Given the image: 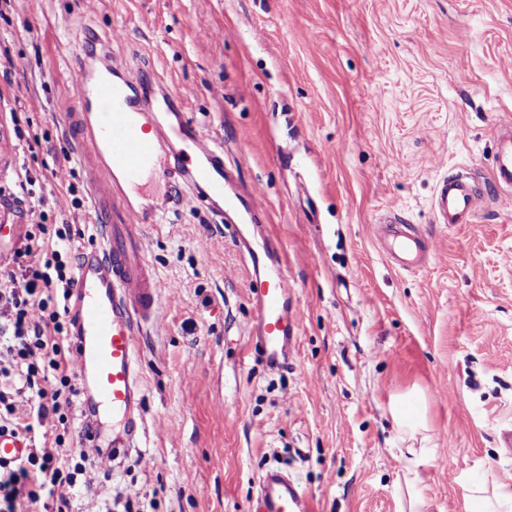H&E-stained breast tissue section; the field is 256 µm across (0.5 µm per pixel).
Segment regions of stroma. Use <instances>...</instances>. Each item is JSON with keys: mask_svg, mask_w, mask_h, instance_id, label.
I'll list each match as a JSON object with an SVG mask.
<instances>
[{"mask_svg": "<svg viewBox=\"0 0 512 512\" xmlns=\"http://www.w3.org/2000/svg\"><path fill=\"white\" fill-rule=\"evenodd\" d=\"M102 42L191 89L176 109L223 144L231 194L264 200L298 328L284 370L248 355L239 213L186 199L148 225L164 329L139 338L145 433L112 464V512H249L268 467L316 512H483L470 488L512 475V187L490 180L512 0H0V225L27 166V212L70 224L75 258L96 230L63 113ZM452 174L483 193L470 223L436 220ZM390 216L431 243L421 267L381 249Z\"/></svg>", "mask_w": 512, "mask_h": 512, "instance_id": "obj_1", "label": "stroma"}]
</instances>
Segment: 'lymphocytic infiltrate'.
<instances>
[{
	"instance_id": "obj_1",
	"label": "lymphocytic infiltrate",
	"mask_w": 512,
	"mask_h": 512,
	"mask_svg": "<svg viewBox=\"0 0 512 512\" xmlns=\"http://www.w3.org/2000/svg\"><path fill=\"white\" fill-rule=\"evenodd\" d=\"M70 232L30 225L11 260L0 268V430L21 435L52 426V447L30 448L0 471V512H72L79 476L98 471L87 484L85 512L109 508L111 451L84 450L76 435H65L67 408L81 395L75 360L66 343L72 319L68 300L74 271L62 259Z\"/></svg>"
}]
</instances>
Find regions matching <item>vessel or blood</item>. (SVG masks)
<instances>
[{"label": "vessel or blood", "mask_w": 512, "mask_h": 512, "mask_svg": "<svg viewBox=\"0 0 512 512\" xmlns=\"http://www.w3.org/2000/svg\"><path fill=\"white\" fill-rule=\"evenodd\" d=\"M76 95L64 115L75 154L97 216V241L82 252L72 289L77 372L88 386L93 407L112 418V456L130 457L143 429L138 340L144 328H159V285L145 254V227L163 223L179 199V188L201 202L224 199V146L202 127L177 113L162 123L154 112L153 83L109 65L97 68L80 59ZM171 165L182 187L147 190L161 165ZM492 178L512 184V130L500 134ZM479 206L474 187L463 177L443 179L434 209L439 223L460 224ZM383 249L403 268L422 265L428 246L396 228L379 224ZM249 268L248 294L254 308L249 344L269 369L288 363L296 340L288 269L281 250L257 243L249 225L235 231ZM25 438L0 430V468L26 453ZM252 512H312L309 495L280 470H267Z\"/></svg>", "instance_id": "obj_1"}]
</instances>
